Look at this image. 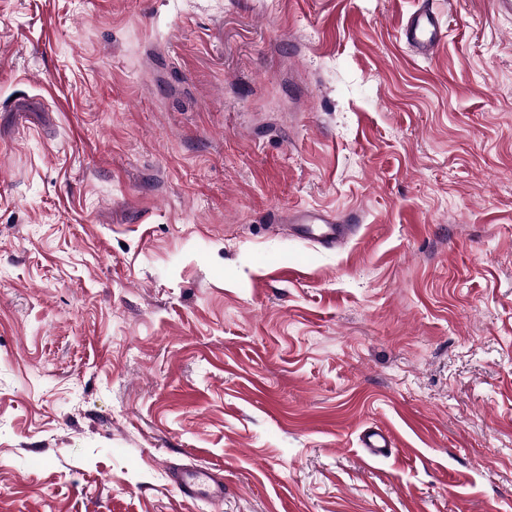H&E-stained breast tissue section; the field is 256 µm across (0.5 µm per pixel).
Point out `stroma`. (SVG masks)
<instances>
[{
	"label": "stroma",
	"mask_w": 512,
	"mask_h": 512,
	"mask_svg": "<svg viewBox=\"0 0 512 512\" xmlns=\"http://www.w3.org/2000/svg\"><path fill=\"white\" fill-rule=\"evenodd\" d=\"M0 512H512V16L0 0ZM399 35L403 44L415 54L433 56L443 40L442 23L432 9L423 8L401 24ZM287 223L296 224V229L312 238L325 248H336L343 243L349 233V226L338 224L336 216L310 209L288 211ZM362 448H368L371 456H383L391 448L390 436L380 429L368 430L363 435ZM213 474L212 469L189 467L173 470L172 479L183 497L221 500L224 497V481Z\"/></svg>",
	"instance_id": "stroma-1"
}]
</instances>
